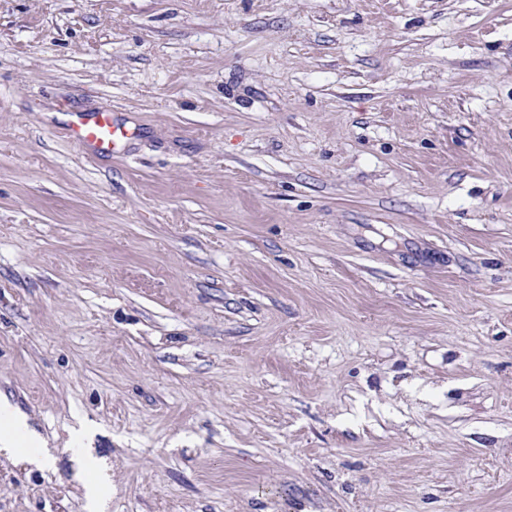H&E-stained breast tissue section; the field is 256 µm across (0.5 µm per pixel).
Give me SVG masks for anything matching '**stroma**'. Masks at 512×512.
<instances>
[{
	"label": "stroma",
	"mask_w": 512,
	"mask_h": 512,
	"mask_svg": "<svg viewBox=\"0 0 512 512\" xmlns=\"http://www.w3.org/2000/svg\"><path fill=\"white\" fill-rule=\"evenodd\" d=\"M2 396L0 512H512V0H0ZM67 131L70 137L89 145L96 152L107 150L115 136L109 112H100L91 124H82L80 127L69 125ZM0 414V447L9 452V458L22 460L37 467L45 466L48 462L46 456L24 453L15 448L17 435L21 432L33 440H39V435L29 425L27 415L13 408L5 398L0 399Z\"/></svg>",
	"instance_id": "stroma-1"
}]
</instances>
